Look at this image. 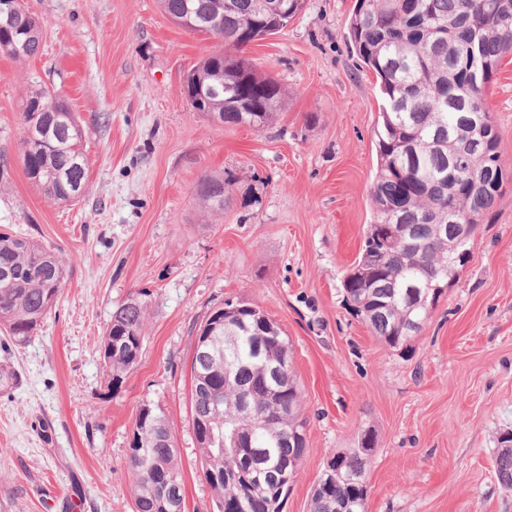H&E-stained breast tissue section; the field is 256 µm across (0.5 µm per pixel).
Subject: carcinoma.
<instances>
[{
  "mask_svg": "<svg viewBox=\"0 0 512 512\" xmlns=\"http://www.w3.org/2000/svg\"><path fill=\"white\" fill-rule=\"evenodd\" d=\"M7 2L11 21L0 27V53L35 56L40 21L20 0ZM172 19L187 14L222 21L213 35L237 51L282 30L304 0H159ZM350 40L360 62L379 79L384 105L374 131L377 171L370 194L373 220L354 267L344 277L345 303L356 318L392 348L408 345L429 319L440 295L457 279L448 257L472 249L458 225L480 224L504 179L499 140L485 96L502 60L512 56V0H355ZM205 97L192 111L224 113L231 125H270L284 90L238 58L214 54L190 71ZM22 161L28 179L51 199L69 204L84 189L88 161L78 118L57 93L35 90L23 112ZM220 176L198 187L201 203L224 210ZM67 275L57 250L0 232V329L26 342L55 306ZM217 335L195 352L206 387L192 385L191 427L198 466L216 497L218 512H282L288 479L281 464L299 466L307 440L301 389L291 368L288 338L255 304L226 303L204 327ZM144 310L131 300L113 313L101 337L103 361L119 385L139 360ZM275 387L279 397L268 398ZM249 398L252 417L242 430L252 439L257 478L247 487L233 477L234 454L206 431L225 437L237 424L233 404ZM140 458L130 449L135 512H171L184 501L181 459L168 420L144 405L134 422ZM493 466L499 485L512 490V435L501 437ZM375 435L364 432L345 450L341 473L316 484L310 512H365V482Z\"/></svg>",
  "mask_w": 512,
  "mask_h": 512,
  "instance_id": "cac0c4a2",
  "label": "carcinoma"
}]
</instances>
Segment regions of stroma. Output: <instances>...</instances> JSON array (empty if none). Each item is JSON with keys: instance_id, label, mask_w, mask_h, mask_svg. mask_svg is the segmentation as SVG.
Masks as SVG:
<instances>
[{"instance_id": "stroma-1", "label": "stroma", "mask_w": 512, "mask_h": 512, "mask_svg": "<svg viewBox=\"0 0 512 512\" xmlns=\"http://www.w3.org/2000/svg\"><path fill=\"white\" fill-rule=\"evenodd\" d=\"M42 52L0 53V226L56 248L67 279L31 339L0 341V512H132L128 455L141 405L165 413L182 459L185 512H217L199 473L188 392L196 336L228 302L259 305L288 336L308 423L283 512H309L328 456L376 434L365 512H512L492 459L512 430V58L492 84L503 186L469 263L405 348L373 336L342 280L373 213L375 74L349 45L354 0H305L250 45L287 90L272 124H218L192 111L187 73L221 51L158 0H21ZM59 91L84 130L78 201L51 200L20 152L31 91ZM230 182L224 210L197 198ZM145 304L139 362L113 387L100 340L113 312ZM224 177L216 176L203 180L198 187V197L201 203L211 211L224 210Z\"/></svg>"}]
</instances>
